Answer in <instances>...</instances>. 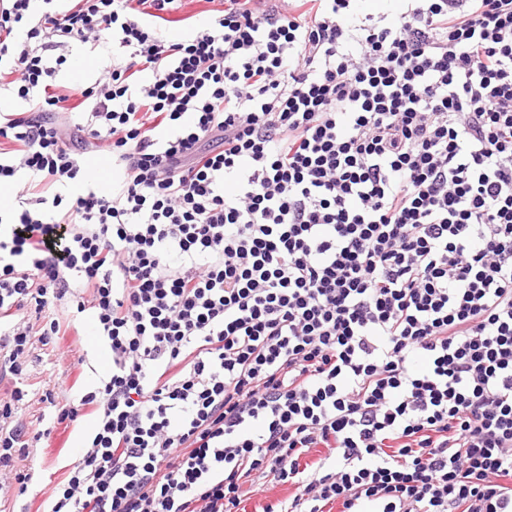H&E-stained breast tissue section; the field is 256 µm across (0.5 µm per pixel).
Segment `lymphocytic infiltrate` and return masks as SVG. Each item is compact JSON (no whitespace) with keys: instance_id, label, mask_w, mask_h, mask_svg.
<instances>
[{"instance_id":"lymphocytic-infiltrate-1","label":"lymphocytic infiltrate","mask_w":512,"mask_h":512,"mask_svg":"<svg viewBox=\"0 0 512 512\" xmlns=\"http://www.w3.org/2000/svg\"><path fill=\"white\" fill-rule=\"evenodd\" d=\"M352 2L0 0L1 468L34 346L112 352L44 512H512V0ZM356 6L358 11L365 15L373 16L384 15L387 21L392 20L400 11L403 10L405 2L401 0H357ZM375 5H372V4ZM61 53L67 57V61L65 64L57 66L55 83L58 86L69 87L73 83L76 77L75 66L78 62L77 71H81L84 68V63L86 64V69L79 76L87 84H91L103 68L112 64V49L109 52L99 49L91 51L86 45L73 43ZM291 492L292 490L288 489L287 485L269 484L265 492L254 496L250 495V499L243 502L241 507L246 510L245 512H262V507L265 504L285 499Z\"/></svg>"}]
</instances>
